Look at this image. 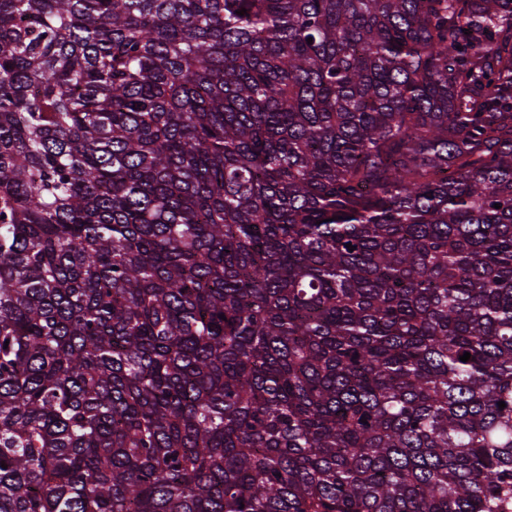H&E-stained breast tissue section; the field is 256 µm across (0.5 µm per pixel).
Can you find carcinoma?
<instances>
[{"instance_id": "carcinoma-1", "label": "carcinoma", "mask_w": 512, "mask_h": 512, "mask_svg": "<svg viewBox=\"0 0 512 512\" xmlns=\"http://www.w3.org/2000/svg\"><path fill=\"white\" fill-rule=\"evenodd\" d=\"M1 462L0 512H512V0H0Z\"/></svg>"}]
</instances>
